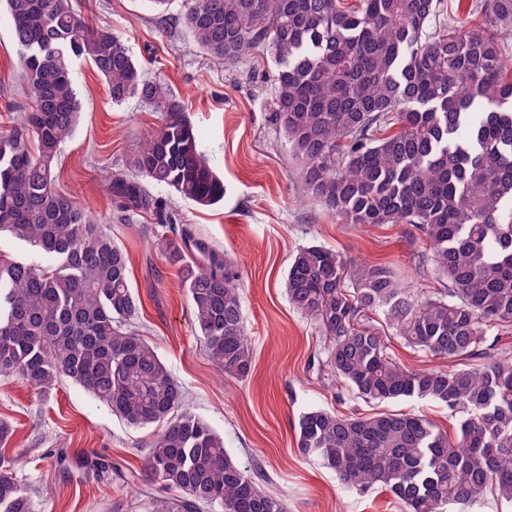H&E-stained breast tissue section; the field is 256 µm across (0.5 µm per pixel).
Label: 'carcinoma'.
I'll return each mask as SVG.
<instances>
[{"mask_svg": "<svg viewBox=\"0 0 512 512\" xmlns=\"http://www.w3.org/2000/svg\"><path fill=\"white\" fill-rule=\"evenodd\" d=\"M20 49L31 110L0 135V233L52 260L0 249V378L49 389L61 377L132 427L162 424L140 483L152 512H288L243 469L224 439L183 409L184 393L133 326L139 299L126 252L102 220L54 188L60 147L81 102L75 59L92 62L112 103L137 99L162 125L129 160L132 173L199 206L224 200V181L201 150L182 103L148 78L123 37L93 29L73 0H3ZM181 22L226 64L259 51L273 64L272 111L312 196L344 224L410 225L447 285L429 294L390 269L311 244L293 255L291 305L328 340L327 365L355 399L417 398L459 417L455 437L422 415H301L296 448L349 489L381 487L402 512H443L492 496L512 502V354L488 342L512 328V67L498 30L512 0H189ZM122 207L148 201L143 184L108 185ZM160 248L183 262L195 327L224 375H249L253 350L240 275L186 233ZM194 246L204 262L184 261ZM385 325L408 346L451 359L448 370L411 369L388 352ZM0 420V512H36L6 456ZM102 478L105 458L78 459Z\"/></svg>", "mask_w": 512, "mask_h": 512, "instance_id": "obj_1", "label": "carcinoma"}]
</instances>
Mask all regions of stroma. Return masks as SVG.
<instances>
[{"label": "stroma", "instance_id": "stroma-1", "mask_svg": "<svg viewBox=\"0 0 512 512\" xmlns=\"http://www.w3.org/2000/svg\"><path fill=\"white\" fill-rule=\"evenodd\" d=\"M183 5L173 0L162 16L145 0H79L77 7L87 10L94 28L119 32L146 77L163 79L184 103L224 180L223 203L200 207L153 188L148 204L131 212L120 208L107 182L128 175L133 149L159 128L161 115L135 99L113 104L104 80L84 60L73 64L82 112L56 163L55 188L97 213L127 252L140 330L182 386L189 410L223 436L242 467L267 476L289 512H400L390 492L346 489L332 470L299 454L303 413H346L355 405L344 399V387L326 364L324 337L290 305L283 279L296 250L315 243L389 266L425 293L441 282L431 269L418 267L422 245L413 227L343 224L312 197L270 109V59L257 52L234 65L211 58L182 26ZM31 102L10 19L1 9L0 135L13 130ZM185 231L224 254L240 273L253 349L246 378L225 376L209 357L193 325L181 266L157 245ZM355 407L367 415L422 414L450 434L457 428L447 408L416 398ZM0 419L14 427L9 446L24 451L20 472L42 512H150L149 499L135 485L97 477L88 468L62 473L56 454L106 455L123 472H137L153 428L126 425L65 378L45 393L17 378L0 379Z\"/></svg>", "mask_w": 512, "mask_h": 512}]
</instances>
